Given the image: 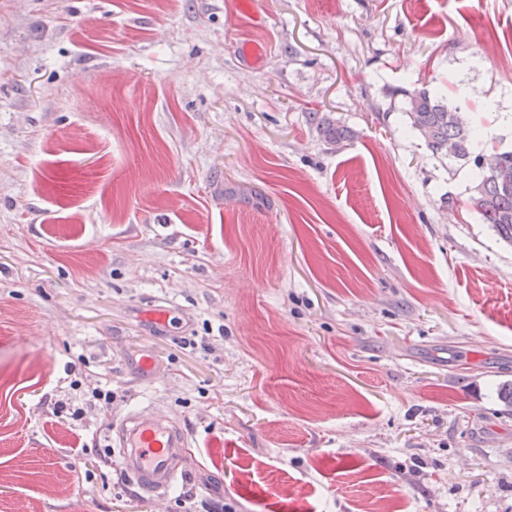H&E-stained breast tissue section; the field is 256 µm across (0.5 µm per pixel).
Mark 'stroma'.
I'll return each instance as SVG.
<instances>
[{"mask_svg": "<svg viewBox=\"0 0 512 512\" xmlns=\"http://www.w3.org/2000/svg\"><path fill=\"white\" fill-rule=\"evenodd\" d=\"M422 87L512 148V0H0V512H512V246ZM144 406L163 499L102 463ZM112 430L116 438L106 437L109 447L119 448L121 467L139 491L163 498L186 474L180 461L188 437L170 417L143 408L114 422Z\"/></svg>", "mask_w": 512, "mask_h": 512, "instance_id": "1", "label": "stroma"}]
</instances>
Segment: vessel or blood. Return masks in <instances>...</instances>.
<instances>
[{
  "instance_id": "obj_1",
  "label": "vessel or blood",
  "mask_w": 512,
  "mask_h": 512,
  "mask_svg": "<svg viewBox=\"0 0 512 512\" xmlns=\"http://www.w3.org/2000/svg\"><path fill=\"white\" fill-rule=\"evenodd\" d=\"M112 429L121 467L132 485L156 498L167 496L185 474L180 461L188 437L181 425L144 408L125 415Z\"/></svg>"
}]
</instances>
